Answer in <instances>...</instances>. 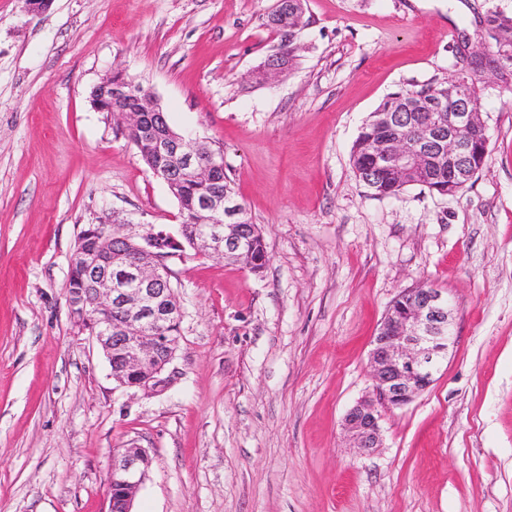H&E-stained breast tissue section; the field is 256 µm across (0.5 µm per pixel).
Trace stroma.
<instances>
[{
  "label": "stroma",
  "mask_w": 512,
  "mask_h": 512,
  "mask_svg": "<svg viewBox=\"0 0 512 512\" xmlns=\"http://www.w3.org/2000/svg\"><path fill=\"white\" fill-rule=\"evenodd\" d=\"M276 0H0V512H107L110 458L152 457L133 512H512V86L474 75L489 153L454 197L377 198L352 144L389 93L448 80L463 38L512 0H307L288 70L266 76ZM177 130L223 150L263 234L261 274L171 260L182 309L169 388L118 385L71 321L81 232L175 236L179 205L92 90L114 68ZM429 285L456 305L432 384L372 393L370 342Z\"/></svg>",
  "instance_id": "stroma-1"
}]
</instances>
